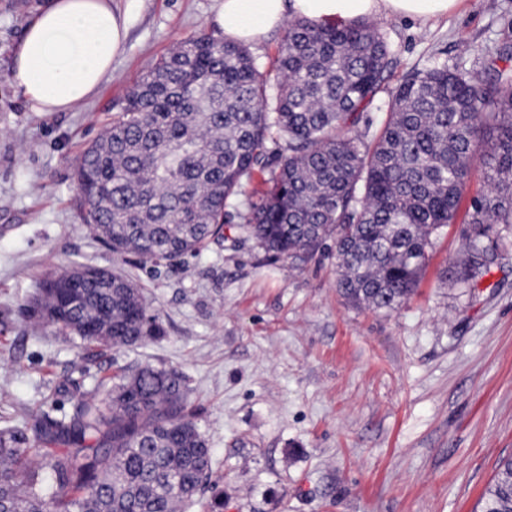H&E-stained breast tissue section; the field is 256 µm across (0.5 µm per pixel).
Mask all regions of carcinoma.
<instances>
[{
  "label": "carcinoma",
  "instance_id": "cac0c4a2",
  "mask_svg": "<svg viewBox=\"0 0 512 512\" xmlns=\"http://www.w3.org/2000/svg\"><path fill=\"white\" fill-rule=\"evenodd\" d=\"M512 58L485 52V77L435 66L406 73L380 131L359 128L393 58L378 24L288 22L275 52L278 93L246 46L205 32L156 61L82 152L86 228L113 253L171 263L224 237L229 201L264 175L239 229L275 257L329 239L337 287L355 307L394 310L417 285L440 231H469L450 267L473 288L512 225ZM488 190L468 196L474 165ZM87 345L132 346L162 333L131 281L93 267L46 276L23 307ZM186 379L146 365L74 414L41 412L31 433L0 430V512H180L211 473L187 410ZM482 512H512V461Z\"/></svg>",
  "mask_w": 512,
  "mask_h": 512
}]
</instances>
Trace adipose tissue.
Listing matches in <instances>:
<instances>
[{
    "instance_id": "adipose-tissue-1",
    "label": "adipose tissue",
    "mask_w": 512,
    "mask_h": 512,
    "mask_svg": "<svg viewBox=\"0 0 512 512\" xmlns=\"http://www.w3.org/2000/svg\"><path fill=\"white\" fill-rule=\"evenodd\" d=\"M143 0H48L31 14L13 52L10 79L37 112H68L112 75L133 14ZM214 22L225 39L260 43L286 19L314 25L401 16L422 22L447 16L459 0H217Z\"/></svg>"
}]
</instances>
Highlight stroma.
<instances>
[{
    "label": "stroma",
    "instance_id": "35a3bbf8",
    "mask_svg": "<svg viewBox=\"0 0 512 512\" xmlns=\"http://www.w3.org/2000/svg\"><path fill=\"white\" fill-rule=\"evenodd\" d=\"M44 0H0V427L73 414L79 392L143 365L179 368L212 451V484L186 512H480L512 458V229L478 287L448 272L464 224L437 238L396 310L353 308L333 242L274 258L238 231L174 264L118 257L83 227L74 177L113 108L177 42L217 33L215 0H144L112 76L71 112L31 111L12 54ZM394 65L479 71L512 39V0H461L440 20L380 19ZM132 280L163 332L131 347L77 348L20 312L53 269Z\"/></svg>",
    "mask_w": 512,
    "mask_h": 512
}]
</instances>
